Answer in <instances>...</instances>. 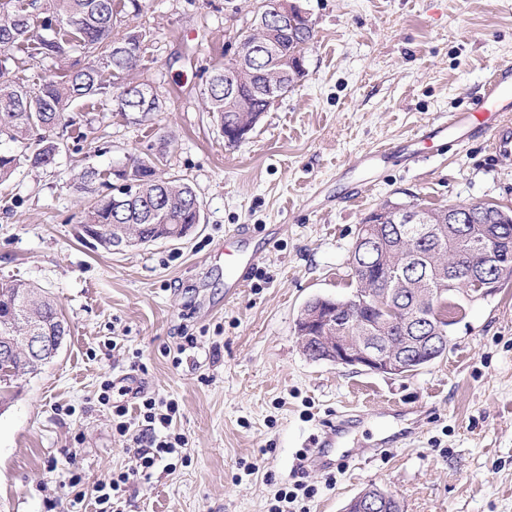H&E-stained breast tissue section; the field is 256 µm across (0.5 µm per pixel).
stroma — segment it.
<instances>
[{"label": "stroma", "mask_w": 512, "mask_h": 512, "mask_svg": "<svg viewBox=\"0 0 512 512\" xmlns=\"http://www.w3.org/2000/svg\"><path fill=\"white\" fill-rule=\"evenodd\" d=\"M260 3L125 7L116 29L147 30L137 78L156 88L162 111L74 103L55 165L0 183V283L44 289L69 326L51 362L16 380L0 406V512H70L68 471L91 485L133 467L98 401L107 380L175 399L191 458L128 484L124 512H267L297 480L317 489L308 512H345L372 486L401 512H512V283L465 303L449 351L404 377L311 360L296 334L306 302L351 293L352 246L383 204L512 208V155L481 139L436 142L415 166L394 157L357 203L341 175L357 153L399 146L468 107L497 65L512 64V0H302L314 28L306 74L231 145L200 75L223 66ZM133 154L162 156L164 171L196 192L204 221L177 242L109 251L75 220L79 173H109ZM238 224L252 229L244 251L255 267L231 298L224 239ZM185 332L200 346L176 367ZM412 407L425 411L415 436L374 454L397 429L378 410ZM347 413L362 421L345 462L299 468L298 455Z\"/></svg>", "instance_id": "35a3bbf8"}]
</instances>
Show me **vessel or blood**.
<instances>
[{
  "label": "vessel or blood",
  "instance_id": "vessel-or-blood-1",
  "mask_svg": "<svg viewBox=\"0 0 512 512\" xmlns=\"http://www.w3.org/2000/svg\"><path fill=\"white\" fill-rule=\"evenodd\" d=\"M481 137L487 139L496 155L512 153L511 64L504 63L492 70L482 84L481 93L467 109L439 115L426 130L412 135L400 148L381 145L360 153L353 158L351 167L362 171L381 169L398 152L407 162L415 164L424 159L420 145L426 140L445 138L459 146ZM349 425L346 417L328 425L316 440V450L308 458L309 465L319 470L333 466L332 451L342 446Z\"/></svg>",
  "mask_w": 512,
  "mask_h": 512
}]
</instances>
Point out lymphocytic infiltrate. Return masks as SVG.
<instances>
[{
	"label": "lymphocytic infiltrate",
	"instance_id": "f902f5d3",
	"mask_svg": "<svg viewBox=\"0 0 512 512\" xmlns=\"http://www.w3.org/2000/svg\"><path fill=\"white\" fill-rule=\"evenodd\" d=\"M129 396L134 399L130 405L125 402ZM98 401L111 407L112 429L134 448L136 465L112 472L89 491L84 488L81 473L72 470L68 473V486L73 491V505H80L90 497L96 505L95 512H120L118 501L130 481H150L157 468L173 472L177 467L189 466L191 458L185 452L186 437L173 429L179 411L176 400L151 395L138 388H118L109 382Z\"/></svg>",
	"mask_w": 512,
	"mask_h": 512
}]
</instances>
